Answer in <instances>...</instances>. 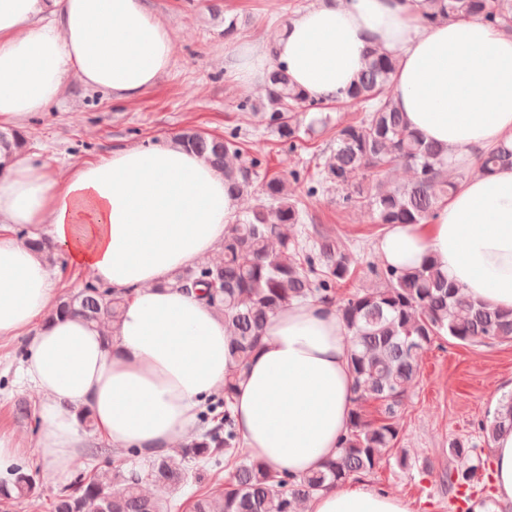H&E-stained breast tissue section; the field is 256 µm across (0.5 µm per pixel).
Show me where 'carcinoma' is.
Here are the masks:
<instances>
[{
  "label": "carcinoma",
  "instance_id": "1",
  "mask_svg": "<svg viewBox=\"0 0 512 512\" xmlns=\"http://www.w3.org/2000/svg\"><path fill=\"white\" fill-rule=\"evenodd\" d=\"M430 5L424 15L427 23L478 17L512 33V0H430ZM397 65L393 56L371 53L358 81L336 100L358 115L336 128L306 190L309 199L335 190L342 209L366 207L374 223L383 227L428 223L466 173L464 167L448 169L447 149L424 141L394 105L388 86ZM266 85L261 122L295 151L308 135L296 114L321 112L329 104L308 99L282 66L267 75ZM175 142L222 172L225 189L236 197L262 181L255 206L225 231L220 256L176 276L181 288L201 289L207 303L224 315L231 374L222 398L207 404L201 414L212 426L184 442L176 456L155 455L135 468L131 463L142 457L139 449L127 448L114 458L104 451L90 471L57 489L50 512H171L167 498L145 493L148 484L171 492L198 486L189 512H298L313 494L369 474L384 462V449L397 442L399 414L419 375V358L436 338L446 334L463 345L512 342V309L474 304L429 260L413 269L373 266L380 286L340 295L339 288L354 278L360 264L356 254L339 235L319 234L309 249L288 235V226L305 223V201L288 194L286 178L262 175L259 157L242 158L239 131L214 137L185 130ZM25 144L19 133L0 131L1 149L20 151ZM504 164L512 165V150L492 148L479 158L478 171L491 172ZM401 166L412 169L413 178L394 184L389 175ZM293 301L336 307L350 336L356 401L379 402L382 415L371 421L355 408L336 458L299 477L274 472L243 455L232 416L237 380L262 344L269 318ZM124 303L123 294L88 282L62 299L55 314H78L100 324L116 320ZM478 428L489 441L512 431V394ZM448 462V488L464 490L461 500L466 504L467 491L486 471L485 461L468 443L453 440ZM40 495L32 467L23 461L10 478L0 480V512H11L15 503Z\"/></svg>",
  "mask_w": 512,
  "mask_h": 512
}]
</instances>
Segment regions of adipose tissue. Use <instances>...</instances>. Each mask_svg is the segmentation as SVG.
Returning a JSON list of instances; mask_svg holds the SVG:
<instances>
[{"instance_id":"1","label":"adipose tissue","mask_w":512,"mask_h":512,"mask_svg":"<svg viewBox=\"0 0 512 512\" xmlns=\"http://www.w3.org/2000/svg\"><path fill=\"white\" fill-rule=\"evenodd\" d=\"M426 0H317L270 47L224 54L243 83L284 65L314 100L343 97L371 51L392 55L393 100L449 164L512 147V34L478 18L426 24ZM175 41L147 0H0V124L58 101L69 78L132 101L168 69ZM239 207L224 176L177 144L118 147L58 172L0 157V339L24 337L22 375L41 396L36 444L57 481L82 445L80 415L116 448L163 453L195 426L199 403L230 374L224 319L174 286L210 259ZM124 293L117 321L60 317L55 272L17 230ZM384 264L432 259L472 301L512 309V167L465 179L428 224L388 225ZM349 336L334 306L293 302L271 316L236 387L232 411L250 456L276 471L320 470L339 452L356 404ZM494 497L512 508V432L492 443ZM305 512H412L357 480L319 491Z\"/></svg>"}]
</instances>
